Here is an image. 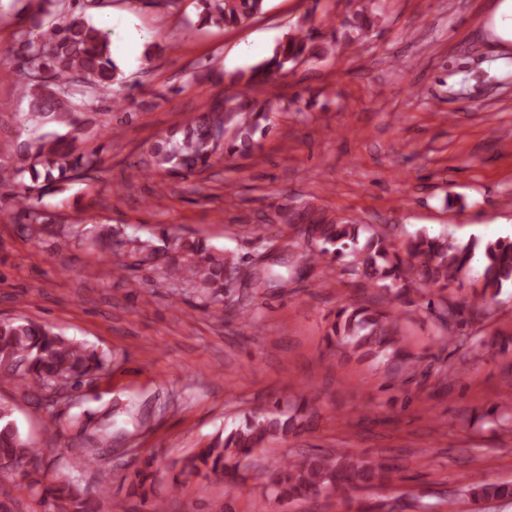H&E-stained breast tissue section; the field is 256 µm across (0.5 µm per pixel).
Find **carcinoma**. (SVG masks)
<instances>
[{
	"label": "carcinoma",
	"instance_id": "carcinoma-1",
	"mask_svg": "<svg viewBox=\"0 0 512 512\" xmlns=\"http://www.w3.org/2000/svg\"><path fill=\"white\" fill-rule=\"evenodd\" d=\"M265 0H200L201 24L235 27L262 13ZM27 25L18 31L11 59L22 69L25 82L18 87L28 99L30 111L23 125L32 129L31 136L11 147L4 160L10 175L0 177V198L12 201L21 230L33 234L52 223L43 209V197L63 191V186L84 178L99 169L102 159L96 151H84L77 141L88 127L106 120L82 118L75 109L76 95L94 99L101 91L112 92V99L126 100L123 72L112 58L107 35L93 25L86 15L89 5L76 0L64 6L60 0H25ZM313 16L307 14L296 25V32L286 35L274 48L272 56L261 63L227 74L229 83L238 87L237 94L215 101L190 123L159 139L151 148V165L157 171L174 176H188L210 166L222 151L249 155L257 131H267L262 123L272 112H286L278 98L263 105L251 96L252 90L272 82L274 76L290 64L316 58L327 48L314 45ZM233 131L223 145L215 140L222 128ZM282 223L304 226L308 242L314 244L303 253L309 265L321 263L328 253L347 260V272L396 297L422 294L439 289L427 306L438 311L448 343L476 348L482 336L471 325L507 285H512V239L497 238L481 242L472 239L464 244L446 235L426 233L408 235L396 242L387 232L371 231L366 224L314 220L299 209L285 206L280 212ZM180 250L189 258L171 256L166 260V274L172 278L192 280L198 287H224V272L235 266V259L212 255L201 241L182 243ZM165 249L143 243L134 246L131 257L140 266H153ZM479 257L481 274L470 279L472 261ZM471 280L473 298L453 297L444 290L454 282L463 286ZM326 338L336 350L350 356L385 360L407 384L424 373L422 358L413 354L397 334V317L370 304H346L336 310ZM104 352L70 341L31 320H0V376L24 388L41 392L69 385L72 381L91 378L104 368ZM288 413L280 400H270L261 411H250L230 432L217 436L188 459L185 467H205L233 480L232 488L245 482L240 472L242 462L257 448L285 437L297 428V413ZM112 440L108 423H103L87 438L88 447L78 449L80 463L86 468L97 466L96 448ZM28 467L30 486L41 487L43 501L49 507L65 502L72 512H98L99 499L83 497L69 482L42 487L38 449L20 430L13 408L0 404V469ZM395 467L382 462L372 464L355 459L342 451L290 455L280 462L271 478V496L277 501L307 499L322 494L345 497L355 488L382 487L394 479ZM472 499L512 500V484L489 483L472 477L466 486Z\"/></svg>",
	"mask_w": 512,
	"mask_h": 512
}]
</instances>
